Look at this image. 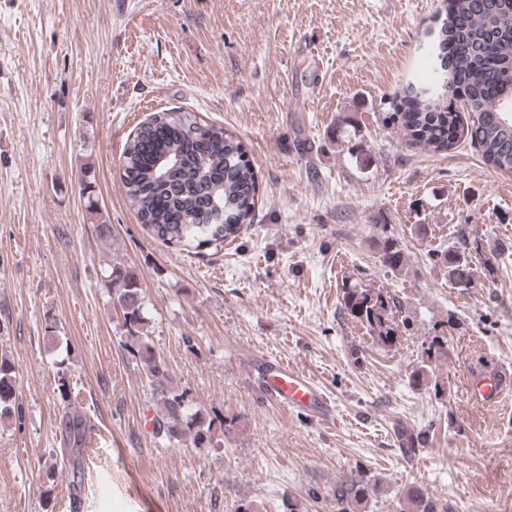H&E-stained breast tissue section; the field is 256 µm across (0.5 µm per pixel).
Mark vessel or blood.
<instances>
[{
  "instance_id": "obj_1",
  "label": "vessel or blood",
  "mask_w": 512,
  "mask_h": 512,
  "mask_svg": "<svg viewBox=\"0 0 512 512\" xmlns=\"http://www.w3.org/2000/svg\"><path fill=\"white\" fill-rule=\"evenodd\" d=\"M265 394L286 408L325 410L327 399L300 371L279 359L263 357L259 363Z\"/></svg>"
}]
</instances>
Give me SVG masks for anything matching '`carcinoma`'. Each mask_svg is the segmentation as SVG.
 <instances>
[{"label": "carcinoma", "instance_id": "1", "mask_svg": "<svg viewBox=\"0 0 512 512\" xmlns=\"http://www.w3.org/2000/svg\"><path fill=\"white\" fill-rule=\"evenodd\" d=\"M425 76L393 97V109L412 143L433 151L446 150L467 140L481 151L494 168L512 174V0H448V12L433 42ZM178 125L182 138L160 139L157 131ZM146 144L175 164L154 172L141 163ZM121 183L124 194L141 224L156 238L176 250L216 248L236 239L255 219L257 176L243 141L231 130L209 124L190 112L166 109L139 124L123 153ZM461 237L459 247L439 254L437 263L448 269V282L467 289L474 281L473 265L478 250ZM380 259L396 272L403 268L405 253L397 239L386 235L379 242ZM110 299L121 312L126 351L147 379L158 412L153 436L165 448H211L214 421L172 385L166 361L156 351L147 330L144 290L135 272L111 265L105 276ZM344 309L358 319L377 341L397 339L393 319L400 311L389 293L351 288L343 295ZM60 374L58 389L65 400L59 429L70 454L75 486H82V451L88 444L89 426L70 403V383ZM412 383L443 388L432 367L421 364L411 373ZM18 400L15 362L0 354V422L13 420ZM400 454L410 460L426 444L425 434L401 426L397 429ZM375 484L359 472L336 483V512H354L368 500ZM408 512H442L419 488L407 492Z\"/></svg>", "mask_w": 512, "mask_h": 512}]
</instances>
